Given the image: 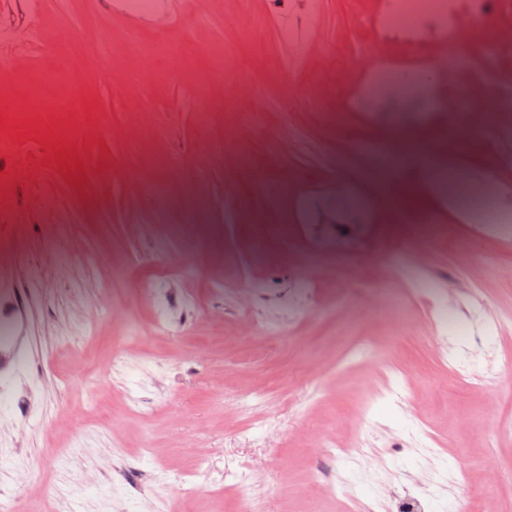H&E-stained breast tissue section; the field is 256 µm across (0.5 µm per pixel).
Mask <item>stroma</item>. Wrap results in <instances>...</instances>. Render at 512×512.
<instances>
[{"mask_svg": "<svg viewBox=\"0 0 512 512\" xmlns=\"http://www.w3.org/2000/svg\"><path fill=\"white\" fill-rule=\"evenodd\" d=\"M182 2L135 19L120 0H0V101L48 125L79 92L72 142L88 153L96 197L87 205L42 165L38 143L0 132V323L21 320L0 365V493L20 512H512V246L477 238L426 183L413 219L438 216L448 231L426 247L442 288L419 295L397 271L404 304L374 303L367 283L385 272L367 242L311 261L302 199L328 179L332 155L370 168L355 146L392 129L382 112L328 128L316 111L354 95L383 0ZM167 26L185 48L169 77L156 50ZM66 31L78 42L61 63L47 48ZM263 45L280 68L259 61ZM480 48L469 47L471 95L493 120L475 172L506 202L512 139L493 129L512 110H489L487 97L512 68L492 72ZM91 50L111 54V68L89 67ZM223 52V81H208ZM145 98L152 111H139ZM243 112L263 120L239 128ZM238 153L253 167L234 165ZM166 179L163 206L143 187ZM269 219L267 247L286 235L297 253L250 264L243 226ZM120 261L128 275L116 279ZM153 265L170 336L136 287ZM106 285L120 307H102ZM260 323L272 335L254 332ZM256 391L264 401L241 410ZM326 435L355 456H321ZM331 482L348 496H326Z\"/></svg>", "mask_w": 512, "mask_h": 512, "instance_id": "1", "label": "stroma"}]
</instances>
